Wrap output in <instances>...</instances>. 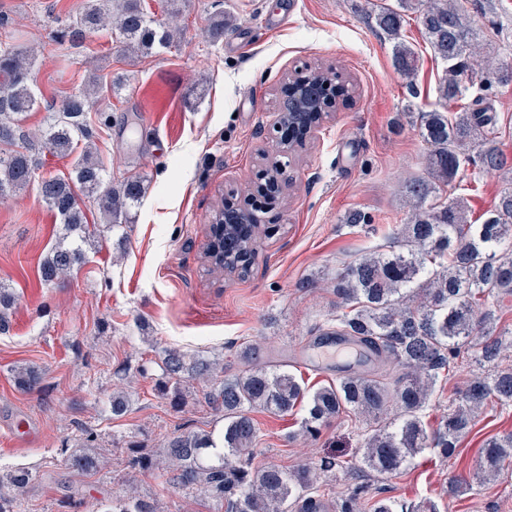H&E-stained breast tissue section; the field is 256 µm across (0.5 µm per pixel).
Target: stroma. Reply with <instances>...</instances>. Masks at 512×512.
<instances>
[{
  "label": "stroma",
  "instance_id": "stroma-1",
  "mask_svg": "<svg viewBox=\"0 0 512 512\" xmlns=\"http://www.w3.org/2000/svg\"><path fill=\"white\" fill-rule=\"evenodd\" d=\"M377 0H182L173 17L174 46L148 56L124 51L111 30L87 35L61 50L56 33L84 0H0V38L12 33L33 49V82L40 106L24 128L36 140L37 176L65 174L71 161L53 155L38 135L71 93L96 81L86 129L108 179L139 174L146 193L128 224L105 232L87 249L85 265L65 280L44 285L39 265L60 225L29 187L0 201V281L17 295L12 328L0 335V475L29 470L25 512H66L61 486L70 483L82 505L135 490L155 498L160 512H207L202 502L167 484L160 471L127 467L130 444L159 448L178 429L215 430L223 421L207 406L172 407L154 391L156 364L165 347L203 351L223 359L224 372L241 373L239 344L260 341L269 364L287 366L308 386L335 382L336 368L293 361L297 347L313 342L316 328L334 312L329 283L345 264L385 246L408 211L402 183L426 174L418 134L423 112L448 108L437 84L445 65L434 57L414 16L403 35L419 56L414 78L398 73L391 44L372 18ZM472 23L490 57L512 59V0H468ZM289 10L286 27L266 33L269 15ZM236 18L222 40L205 31L209 17ZM256 34L249 55L225 45L246 31ZM340 71L352 84L314 136L296 147L276 198L260 201L269 228L245 278L212 273L204 257L206 229L222 202L236 200L265 168L266 150L289 76L312 69ZM176 93H166L165 75ZM467 98L484 97L497 114L496 136L512 166V86L474 83ZM149 107L150 119L141 116ZM502 175L467 167L449 196H464L469 218L481 221L495 200ZM361 211L370 224H347ZM314 280L302 289L301 279ZM147 374H138L142 362ZM42 372L40 387L19 390L16 369ZM482 367L472 361L441 376L426 422L436 428L459 389ZM128 380L133 405L113 418L109 400ZM303 410L285 416L254 412L258 428L253 463L319 470L335 498L371 486L418 512H512V476L483 479L484 440L512 432V407L489 400L472 432L449 458L426 452L389 478L361 463L362 417L351 413L300 436ZM87 426L98 438L91 476L71 478L64 447ZM332 470H324L327 461Z\"/></svg>",
  "mask_w": 512,
  "mask_h": 512
}]
</instances>
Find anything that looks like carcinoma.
Returning <instances> with one entry per match:
<instances>
[{
  "label": "carcinoma",
  "instance_id": "1",
  "mask_svg": "<svg viewBox=\"0 0 512 512\" xmlns=\"http://www.w3.org/2000/svg\"><path fill=\"white\" fill-rule=\"evenodd\" d=\"M143 0H86L81 12L58 35L62 46H73L86 35L112 26L124 50L149 54L169 46L174 34L166 23L145 12ZM416 15L434 56L446 68L440 78V99L448 102L464 95L474 61L484 63V73L501 85L512 84V62H495L483 56V47L463 0H393L374 14L377 28L392 43L396 68L414 76L418 54L402 38L404 16ZM234 17L222 15L210 22V37L217 41ZM36 56L10 39L0 41V144L12 145L25 137L22 116L35 109L39 98L33 84ZM317 84L320 101L350 95L338 72L309 75ZM90 91L66 98L52 116L45 145L58 157L72 154L86 136L84 123ZM496 115L483 101L475 100L452 118L434 109L423 113L419 135L425 144L427 177L405 185L410 212L393 237L390 249L350 262L336 275L333 291L342 311L328 319L323 332L348 336L372 360L378 370L368 376L351 373L338 381L311 390L286 366L270 368L261 363V347L238 346L237 355L247 370L231 378L220 377L219 361L180 348H166L159 357L161 376L155 392L175 407L185 400L190 386L204 385L207 407L224 417V430L174 432L156 451L140 449L132 466L148 471L162 464L166 481L189 495H198L209 512H310L308 507L327 505L320 493L319 476L302 466L292 471L276 465L252 466L257 428L250 413L255 410L286 414L304 408L302 432L316 436L330 419L349 409L369 418L362 463L379 476L393 474L421 453L431 450L443 458L452 456L457 444L472 427L475 412L490 398L512 406V363L500 362V349L509 343L495 333L494 324L506 299L512 297V177L505 180L492 209L482 223L468 219L461 196L442 198L466 166L481 174L505 169L506 161L496 137ZM36 167L31 150L0 151V199L13 197L30 185ZM94 198L113 224L129 222L145 186L131 175L119 182L105 179L101 164L86 151L75 159L69 176H45L38 195L61 224L64 235L40 264V278L50 284L81 268L86 262L82 245L87 224L76 190ZM251 227L238 239L234 255L212 262L213 272L249 273L241 260L255 259L264 230L251 212L244 214ZM15 294L0 283V333L9 330ZM469 356L478 364L489 363L487 375L473 379L457 394L448 415L427 430L424 418L440 372ZM396 362L403 375L391 378L379 370ZM14 381L24 391L40 384L37 370H15ZM393 417H383L390 407ZM131 407L130 394H112V415L122 416ZM97 434L82 429L80 444L67 457L78 475L95 469L85 452ZM512 461V433L492 437L486 444L482 466L499 472ZM29 471L18 468L8 475L12 495H0V512H21ZM369 512H399L393 500L369 497ZM100 512H159L158 505L129 493L99 503Z\"/></svg>",
  "mask_w": 512,
  "mask_h": 512
}]
</instances>
